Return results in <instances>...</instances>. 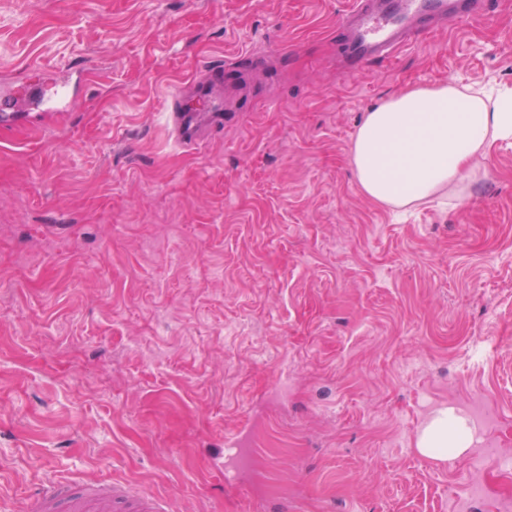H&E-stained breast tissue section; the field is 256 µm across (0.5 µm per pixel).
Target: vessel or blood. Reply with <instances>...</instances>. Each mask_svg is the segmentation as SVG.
<instances>
[{
	"label": "vessel or blood",
	"mask_w": 512,
	"mask_h": 512,
	"mask_svg": "<svg viewBox=\"0 0 512 512\" xmlns=\"http://www.w3.org/2000/svg\"><path fill=\"white\" fill-rule=\"evenodd\" d=\"M493 0H352L338 23V35L349 70L358 71L377 61L389 60L412 40L431 35L441 24L453 25L485 15ZM224 83L222 67L207 69L195 83L215 122H223V102L215 91ZM34 110H58L70 100L61 94L45 97L41 87L27 89ZM166 112L178 143L195 144L201 135L198 111L181 92H172ZM32 512H163L155 495L133 492L124 479L112 478L94 485L51 480L31 498Z\"/></svg>",
	"instance_id": "1"
}]
</instances>
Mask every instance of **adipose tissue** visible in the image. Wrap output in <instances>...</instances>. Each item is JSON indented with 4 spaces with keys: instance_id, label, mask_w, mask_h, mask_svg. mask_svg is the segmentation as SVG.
Segmentation results:
<instances>
[{
    "instance_id": "1",
    "label": "adipose tissue",
    "mask_w": 512,
    "mask_h": 512,
    "mask_svg": "<svg viewBox=\"0 0 512 512\" xmlns=\"http://www.w3.org/2000/svg\"><path fill=\"white\" fill-rule=\"evenodd\" d=\"M512 141V93L441 84L410 87L367 112L350 148L361 193L398 211L487 171L492 147ZM461 419L439 411L421 430L422 455L453 460L466 450Z\"/></svg>"
}]
</instances>
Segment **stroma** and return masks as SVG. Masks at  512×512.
<instances>
[{"label": "stroma", "mask_w": 512, "mask_h": 512, "mask_svg": "<svg viewBox=\"0 0 512 512\" xmlns=\"http://www.w3.org/2000/svg\"><path fill=\"white\" fill-rule=\"evenodd\" d=\"M496 2L347 74L351 0H0L1 507L117 474L172 512H449L465 462L417 443L475 395L512 449V142L403 219L349 162L407 86L512 89ZM219 63L224 124L182 146L165 98ZM29 99L31 100L32 109L43 111V106L47 110H59L66 108L70 104V99L66 94L57 95L55 98H46L41 87L36 84H29L27 89Z\"/></svg>", "instance_id": "1"}]
</instances>
